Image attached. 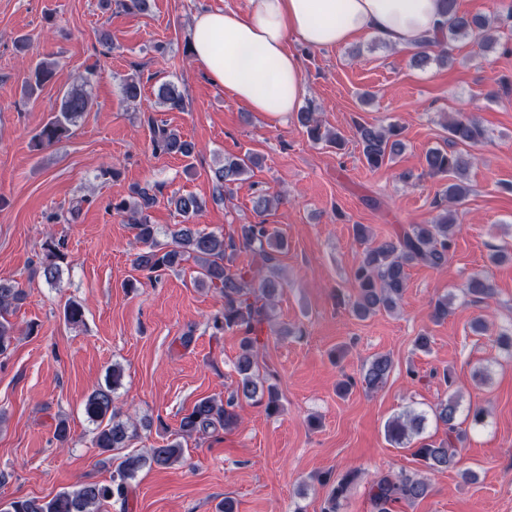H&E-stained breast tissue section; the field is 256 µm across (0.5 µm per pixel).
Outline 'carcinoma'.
Listing matches in <instances>:
<instances>
[{"instance_id": "obj_1", "label": "carcinoma", "mask_w": 512, "mask_h": 512, "mask_svg": "<svg viewBox=\"0 0 512 512\" xmlns=\"http://www.w3.org/2000/svg\"><path fill=\"white\" fill-rule=\"evenodd\" d=\"M512 26V12L503 18L490 20L484 16L460 11L458 0H443L442 19L437 31L427 44L419 48L411 58L412 66L424 68L436 60L444 65L452 62L453 44L473 35L493 40L490 31L501 26ZM57 71V63L45 58L31 66L24 86V95L31 97L51 83ZM124 99L135 102L142 95L141 82L133 76L123 80ZM158 100L168 111L185 108L183 92L172 82H165L158 89ZM90 106V98L84 87H73L63 94L58 112L44 123L33 137L37 147H49L67 137L77 126ZM299 124L310 139L325 142L337 148L343 146V138L334 132L322 131L316 108L309 104L296 113ZM152 143L155 151L169 155L190 157L195 146L183 139L180 133L165 123L149 119ZM357 137L366 163L371 168L384 165L404 148L400 139L402 127L390 123L387 126L358 124ZM448 140L444 148H432L425 155L426 173L431 176L451 175L449 183L435 198L434 206L439 214L429 224H410L395 236L380 242L373 240L363 224L353 226L354 238L363 246L358 264L351 276L353 300L351 311L359 319H367L379 312L393 313L402 304L408 282L409 268L424 264L439 269L448 263L457 225L448 216V205H460L467 198L470 187L465 176L472 167L473 148L485 138L484 128L474 119H455L448 126ZM257 155L247 152L242 156H226L212 169L215 191L223 195L225 189L247 175L256 165ZM162 186L135 187L128 199L112 202V210L123 216L136 231V238L145 245L138 253L134 265L140 271L152 275L173 269L191 260L200 266L198 285L216 288L224 298L222 310L210 322L212 335L219 336L226 330L242 332L241 350L237 362L239 379L230 396L222 401L212 397L198 400L192 410L179 421L174 438L166 444L150 449V453L131 454L125 457L112 474L108 483L82 481L69 490L56 494L48 501L36 497H19L11 501L4 512H98L100 505L113 499L127 502L130 481L146 466L168 468L183 459L182 440L210 429H229L238 424V401H251L265 407L267 413L279 410V393L269 378L256 374L255 355L262 344L263 325L271 324L274 301L281 295L285 282L281 278L274 253L287 249L286 239L269 229L263 221L240 224L230 235L203 232L193 224H176L166 232L170 242L160 246L157 227L151 223L149 210L156 205ZM282 201L278 194L261 190L253 200V208L263 215L273 205ZM174 209L186 219L197 216L202 201L194 194H178L170 197ZM64 243L47 239L43 244L40 271L49 283L60 279L64 259ZM242 249L258 254L265 270L233 266L235 255ZM471 302L481 304L494 296L491 281L482 274L471 276L464 285ZM24 292L9 279H0V355L5 354L15 335L9 311L19 303ZM448 296L441 295L431 302L430 318L440 323L448 318ZM393 369L392 359L380 354L363 369L361 383L370 390L382 387ZM122 368L115 364L108 369L105 383L94 389L85 402L87 419L95 425L92 443L102 453H109L129 446L136 435L133 424L119 419L114 405V394L121 385ZM436 423L448 429V439L440 442L422 437L426 415L406 414L392 419L386 425V435L396 445L418 438L415 456L426 471L458 470L462 479L472 481L475 473L460 467L457 444L462 442L457 420L460 403L455 394L439 402L432 410ZM357 469L347 470L340 478H324L332 487L324 501L322 512H341L349 486L359 478ZM431 485L418 473L403 474L380 472L369 483V498L374 512H393L397 504L412 505L429 495Z\"/></svg>"}]
</instances>
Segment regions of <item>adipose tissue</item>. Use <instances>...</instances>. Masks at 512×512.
I'll list each match as a JSON object with an SVG mask.
<instances>
[{
	"label": "adipose tissue",
	"mask_w": 512,
	"mask_h": 512,
	"mask_svg": "<svg viewBox=\"0 0 512 512\" xmlns=\"http://www.w3.org/2000/svg\"><path fill=\"white\" fill-rule=\"evenodd\" d=\"M442 8L441 0H247L241 11L197 13L189 39L198 68L229 97L282 119L297 112L305 94L289 40L321 49L373 33L397 49H416Z\"/></svg>",
	"instance_id": "1"
}]
</instances>
